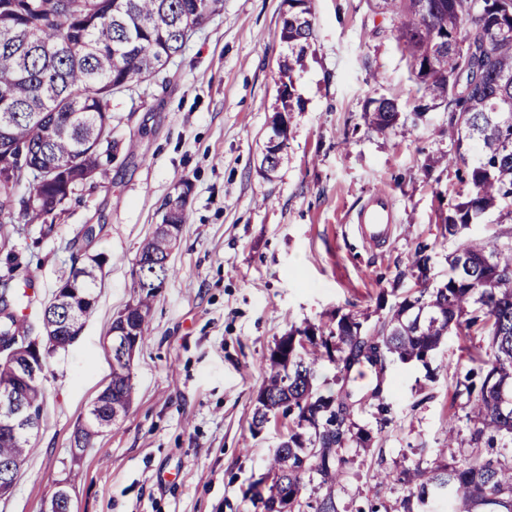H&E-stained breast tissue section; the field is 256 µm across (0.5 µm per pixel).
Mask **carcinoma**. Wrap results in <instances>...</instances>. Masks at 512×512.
I'll list each match as a JSON object with an SVG mask.
<instances>
[{
	"label": "carcinoma",
	"instance_id": "carcinoma-1",
	"mask_svg": "<svg viewBox=\"0 0 512 512\" xmlns=\"http://www.w3.org/2000/svg\"><path fill=\"white\" fill-rule=\"evenodd\" d=\"M0 0V140L15 147L28 167L57 169L49 182L30 192L45 198L28 206L16 198L20 182L0 179V215L26 224L54 223L74 190L87 178L108 181L102 157L112 158V95L160 72L180 54L193 33L224 9V0ZM390 14V34L411 60L423 96L448 111V137L458 148L478 147V160L439 214L442 237L458 242L448 255V277L415 289L388 309L374 327L348 312L324 326L308 324L275 342L266 358L250 430L259 435L271 419H289L288 435L266 471L250 486L262 512L279 500L282 512H338L336 486L347 461L339 449L354 443L368 451L371 433L352 421L357 404L350 373L368 364L427 363L449 334L479 339L468 349L469 369L456 383L454 400L472 424V448L448 464L416 463L394 481L405 494L401 512H427L431 500H448L449 512H512V465L486 456L485 448L512 445V242L466 238L465 231L487 212L512 221V0H372ZM313 34L311 0H288L281 40L288 56L283 77L303 65ZM374 127H397L400 112L388 98L371 101ZM167 231L156 229L136 258L134 307L112 323V374L101 405L89 407L76 432L77 450L98 432L126 416L133 394L131 366L123 348L150 337L154 291L143 281L166 280L173 268ZM82 288L70 289L77 270L63 275L41 313L55 342L43 362L81 335L95 302L98 256L82 264ZM16 308L0 312V340L28 337L26 292L3 284ZM328 360L338 370L336 391L314 383ZM44 380L22 392L26 408L41 417ZM32 438L0 427V486L13 484ZM319 479L323 493L306 499V481Z\"/></svg>",
	"mask_w": 512,
	"mask_h": 512
}]
</instances>
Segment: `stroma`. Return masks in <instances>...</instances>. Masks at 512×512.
<instances>
[{"instance_id": "stroma-1", "label": "stroma", "mask_w": 512, "mask_h": 512, "mask_svg": "<svg viewBox=\"0 0 512 512\" xmlns=\"http://www.w3.org/2000/svg\"><path fill=\"white\" fill-rule=\"evenodd\" d=\"M285 0H224L165 68L111 102L108 185L80 187L51 232L18 224L0 249V282L26 285L40 326L43 304L75 255L104 264L96 306L77 342L49 360L36 450L0 512H44L68 482L72 512H256L246 489L288 431L250 424L263 362L293 326L328 323L357 310L368 325L414 288L412 257L424 247L432 282L446 279L456 244L440 236L442 198L474 162L448 138V114L423 106L390 22L367 0H312L313 36L293 74L299 105L288 115L282 165L260 169L281 108L278 63ZM396 102L403 125L375 129L372 99ZM190 185L172 254L175 271L152 302V335L132 362L134 401L125 418L72 464L73 433L108 382L113 320L133 301L135 259L162 221L179 183ZM389 194L394 224L381 246H366L355 219L371 193ZM93 228L84 237V228ZM449 336L429 365L388 363L352 372L355 422L370 450L349 458L336 490L339 512L382 498L397 512L401 488L378 491L373 473L433 462L449 427L468 442L469 425L450 405L465 373V347ZM382 387L388 416L370 400Z\"/></svg>"}]
</instances>
